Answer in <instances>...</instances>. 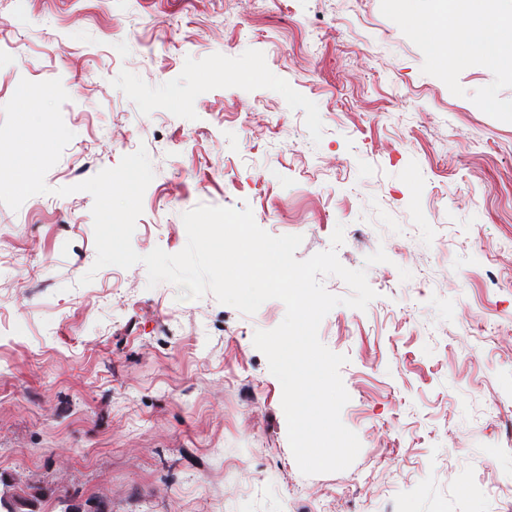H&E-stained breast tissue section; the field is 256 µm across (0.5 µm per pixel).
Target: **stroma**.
Here are the masks:
<instances>
[{
    "label": "stroma",
    "mask_w": 512,
    "mask_h": 512,
    "mask_svg": "<svg viewBox=\"0 0 512 512\" xmlns=\"http://www.w3.org/2000/svg\"><path fill=\"white\" fill-rule=\"evenodd\" d=\"M430 0H0V106L60 79L74 137L0 204V494L19 512H512V73ZM459 48L454 71L434 49ZM146 147L132 245L181 251L184 212L251 208L295 257L336 247L377 296L320 340L347 355L361 450L303 475L254 315L94 269L89 193ZM384 249L388 260L364 259ZM89 284H81L86 273Z\"/></svg>",
    "instance_id": "stroma-1"
}]
</instances>
